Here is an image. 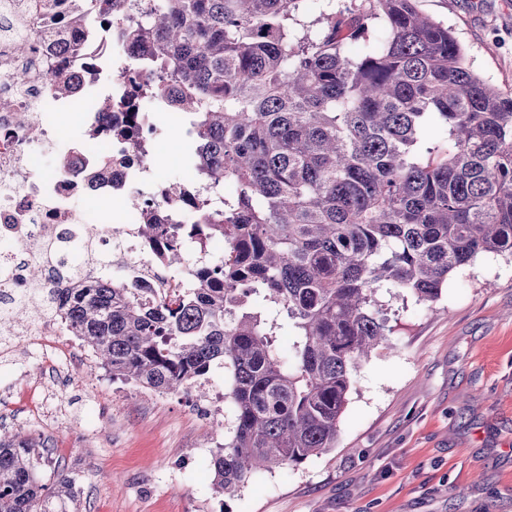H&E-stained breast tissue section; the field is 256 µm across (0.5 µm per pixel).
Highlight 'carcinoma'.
<instances>
[{
	"instance_id": "obj_1",
	"label": "carcinoma",
	"mask_w": 512,
	"mask_h": 512,
	"mask_svg": "<svg viewBox=\"0 0 512 512\" xmlns=\"http://www.w3.org/2000/svg\"><path fill=\"white\" fill-rule=\"evenodd\" d=\"M304 0H161L125 37L191 110L185 162L210 185L200 224L141 225L163 266L183 245L227 250L173 301L42 245V313L112 377L151 393L224 368L216 492L336 446L353 374L388 341L382 293L436 302L448 276L512 258V96L484 82L417 0H343L307 20ZM99 25L126 0H84ZM443 129L432 143L428 129ZM292 341L275 344L283 325ZM31 438L0 440V512H75L79 475Z\"/></svg>"
}]
</instances>
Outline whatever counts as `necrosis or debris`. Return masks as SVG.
<instances>
[{
  "instance_id": "4bbe7bcc",
  "label": "necrosis or debris",
  "mask_w": 512,
  "mask_h": 512,
  "mask_svg": "<svg viewBox=\"0 0 512 512\" xmlns=\"http://www.w3.org/2000/svg\"><path fill=\"white\" fill-rule=\"evenodd\" d=\"M74 2L0 0V264L10 271V300L0 304L5 315L29 296L27 263L17 254L39 237L62 236L98 251L119 246L137 257L132 267L109 272L86 263L84 274L90 278L131 276L154 296L176 293L186 280L182 274L162 273L139 226L149 218L164 224L199 220L181 195L153 182L149 173L154 142L147 131H184L187 115L171 93L130 99L134 79L153 82L156 73L140 69L133 47L121 36L123 20L94 33L69 26L65 13ZM21 43L28 47L27 56L16 52ZM22 68L28 77L20 83L13 75ZM61 81L70 85V93H55ZM96 87L112 100L108 119L113 124L121 123L126 109L137 112L139 135H97L108 119L93 105ZM22 112L28 113V124L19 123ZM61 112L86 113L85 150L74 151L59 135ZM46 151L52 152L55 167H44ZM79 198L97 201V210L77 207Z\"/></svg>"
}]
</instances>
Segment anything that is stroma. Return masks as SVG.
<instances>
[{"mask_svg": "<svg viewBox=\"0 0 512 512\" xmlns=\"http://www.w3.org/2000/svg\"><path fill=\"white\" fill-rule=\"evenodd\" d=\"M451 27L470 69L512 95V0H417ZM185 139L154 148L153 179H181ZM392 348L353 376L335 448L215 493L207 462L224 372L206 397L156 394L95 361L0 354V436L45 442L80 477L77 512H512V261L478 258L439 301H388Z\"/></svg>", "mask_w": 512, "mask_h": 512, "instance_id": "1", "label": "stroma"}]
</instances>
